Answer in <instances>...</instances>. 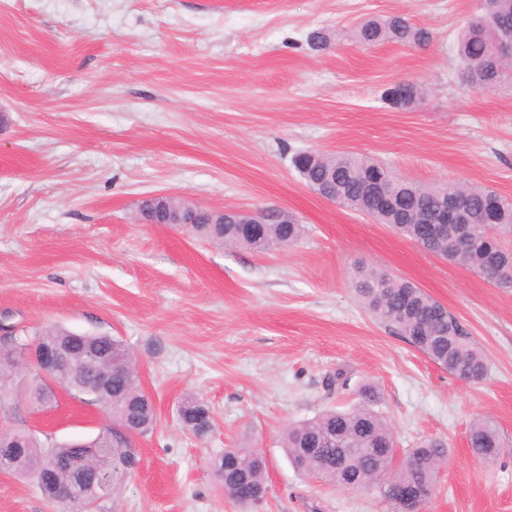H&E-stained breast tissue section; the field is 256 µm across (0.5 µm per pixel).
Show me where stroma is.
<instances>
[{
  "label": "stroma",
  "instance_id": "stroma-1",
  "mask_svg": "<svg viewBox=\"0 0 512 512\" xmlns=\"http://www.w3.org/2000/svg\"><path fill=\"white\" fill-rule=\"evenodd\" d=\"M484 0H0V322L108 333L134 353L157 424L133 436L140 467L97 512H390L377 487L304 474L280 445L290 423L358 404L374 387L398 453L445 443L423 512H512V288L421 249L313 193L303 150L351 151L427 186L465 183L512 202V87L470 88L452 49ZM406 14L425 48L365 46L368 15ZM329 28L316 51L308 33ZM424 86L391 107L393 84ZM287 213L297 244L255 253L170 224L139 204ZM403 277L441 302L485 351L465 383L376 323L356 267ZM350 379L336 387L337 372ZM212 428L180 424L186 396ZM497 426L504 451L474 456L469 429ZM109 414L65 392L47 410L0 411V432L90 439ZM266 458V496L225 498L212 460ZM0 512H53L38 487L0 473Z\"/></svg>",
  "mask_w": 512,
  "mask_h": 512
}]
</instances>
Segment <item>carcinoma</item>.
Instances as JSON below:
<instances>
[{"mask_svg": "<svg viewBox=\"0 0 512 512\" xmlns=\"http://www.w3.org/2000/svg\"><path fill=\"white\" fill-rule=\"evenodd\" d=\"M355 39L364 45L385 42L423 48L433 40L432 32L411 22L404 14L372 16L355 27ZM497 38L512 40V0H489L486 12L473 16L457 34L458 55L472 88L493 90L512 85V67L494 57ZM424 96L413 82L399 84L391 104L400 108L415 105ZM293 168L313 190L324 189L336 203L366 214L379 224L389 226L399 235L425 251L448 258L470 270L504 268L512 272V252L501 247L498 236L512 234V203L493 191L463 187L456 183L422 186L399 178L384 164L350 152L323 154L298 152L291 159ZM464 197L463 223L450 224L442 235L435 234L436 217L445 195ZM266 224H192L196 235L216 244L239 247L256 253L294 244L302 235V226L280 224L269 214ZM465 242L460 256L451 251L454 243ZM353 291L373 320L395 331L401 338L425 354L435 364L460 380L481 381L488 375L484 350L472 339L456 317L421 288L400 277L370 268L357 270ZM76 344L79 355H98L100 361L91 378H112V385L95 393L82 387L77 362L57 367L51 381L39 372L29 374V381L14 383L21 364V350L32 343ZM124 372L112 376V368ZM60 387L89 404L101 406L120 428L144 433L156 424L149 395L139 382L136 364L123 341L108 334H76L63 327L47 325L27 328L0 342V409H17L25 400L45 405ZM362 401L348 410H331L312 419L289 425L281 436L289 460L298 470L311 473L336 488L359 489L380 484L384 501L398 512L403 494H417L421 489L436 490L440 463L447 448L437 440H426L407 454V460L395 464V440L387 421L375 410L379 395L370 387L361 389ZM182 426L197 436L211 427L210 412L195 397L185 398L178 407ZM103 433L112 435L86 448L69 442H43L28 429L20 428L0 440V447L16 446L3 470L22 479L44 483L48 478L67 482L65 465L83 456L104 485L117 487L131 475L128 459L135 456L129 437L107 426ZM351 445L357 451L336 461V449L325 446L327 438ZM474 455L495 460L501 453V441L494 422L477 419L469 432ZM215 477L224 496L238 504L250 503L267 493L266 464L253 448H228L212 461Z\"/></svg>", "mask_w": 512, "mask_h": 512, "instance_id": "carcinoma-1", "label": "carcinoma"}]
</instances>
